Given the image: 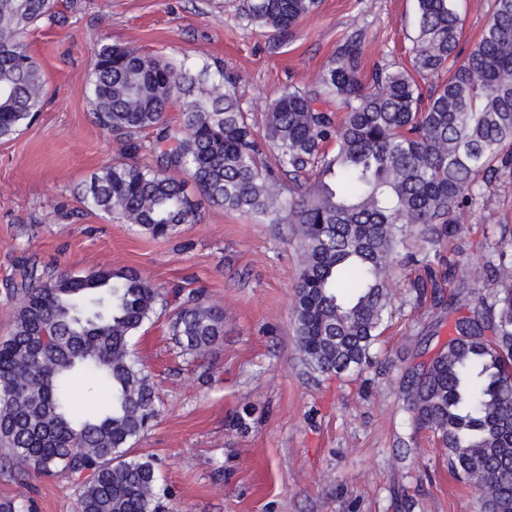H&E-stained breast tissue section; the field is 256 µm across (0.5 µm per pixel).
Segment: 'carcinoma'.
Listing matches in <instances>:
<instances>
[{"label":"carcinoma","mask_w":512,"mask_h":512,"mask_svg":"<svg viewBox=\"0 0 512 512\" xmlns=\"http://www.w3.org/2000/svg\"><path fill=\"white\" fill-rule=\"evenodd\" d=\"M453 0H418L412 69L364 76L363 35L346 39L315 81L268 104L263 136L220 66L164 62L103 42L87 82L92 116L124 143L121 160L84 184L88 206L166 237L200 222L210 204L289 224L302 249L293 289L295 334L321 375L360 366L389 313L398 249L412 235L430 250L457 237L460 215L512 168V0H493L481 36L457 62L462 21ZM58 0H0V139L44 106V73L25 34L55 17ZM319 0H246L247 23L286 33ZM178 126L167 123L176 100ZM158 155L140 158L142 134ZM315 172L312 184L306 175ZM494 287L456 336L407 384L412 424L433 433L455 475L476 481L479 512H512V253L497 254ZM422 300L438 275L409 282ZM13 330L0 342V444L20 476H59L81 489L78 512H159L150 457L131 441L158 415L129 341L165 295L133 270L41 276L14 288ZM224 312L195 295L171 322L176 343L200 355L223 335ZM95 389L106 411H75Z\"/></svg>","instance_id":"cac0c4a2"}]
</instances>
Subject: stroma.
<instances>
[{"label":"stroma","mask_w":512,"mask_h":512,"mask_svg":"<svg viewBox=\"0 0 512 512\" xmlns=\"http://www.w3.org/2000/svg\"><path fill=\"white\" fill-rule=\"evenodd\" d=\"M469 53L491 0H455ZM244 0H59L54 22L25 37L42 64L46 103L0 140V341L11 333L20 268L75 274L135 269L163 291L202 290L224 311V334L204 355L172 339V306L131 338L151 376L159 415L129 454L152 457L164 512H477L474 488L448 472L431 432L409 423L404 391L490 292L473 265L512 243V170L466 213L455 253L397 267L403 281L455 272L441 299L396 289L392 318L355 371L322 376L301 360L292 327L301 248L285 224L203 202L201 220L163 238L86 208L82 187L123 146L96 125L86 97L99 42L172 60L224 65L255 129L283 88L314 79L338 46L364 38L367 64L408 65L416 0H321L291 35L247 24ZM79 487L62 477L19 481L0 468V502L25 497L33 512H77Z\"/></svg>","instance_id":"35a3bbf8"}]
</instances>
